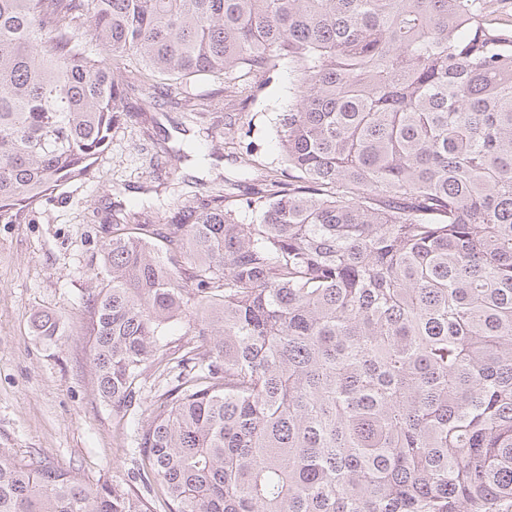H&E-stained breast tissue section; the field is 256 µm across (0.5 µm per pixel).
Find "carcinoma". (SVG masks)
Segmentation results:
<instances>
[{"mask_svg":"<svg viewBox=\"0 0 512 512\" xmlns=\"http://www.w3.org/2000/svg\"><path fill=\"white\" fill-rule=\"evenodd\" d=\"M490 0H0V221L165 87L282 68L283 168L112 204L100 398L158 383L124 489L0 448V512H512V31ZM89 25L96 53L81 30ZM188 318L192 346L160 351ZM60 335L57 318L34 320Z\"/></svg>","mask_w":512,"mask_h":512,"instance_id":"obj_1","label":"carcinoma"}]
</instances>
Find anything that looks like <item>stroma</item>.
I'll return each mask as SVG.
<instances>
[{
	"label": "stroma",
	"mask_w": 512,
	"mask_h": 512,
	"mask_svg": "<svg viewBox=\"0 0 512 512\" xmlns=\"http://www.w3.org/2000/svg\"><path fill=\"white\" fill-rule=\"evenodd\" d=\"M223 83L232 97L224 110L220 160L180 156L188 143L178 128L184 114L162 94L144 98L141 106L170 137L173 177L189 184L223 181L234 199L247 193L254 178L282 167L276 130L291 101L290 83L283 76L250 93L234 78L197 76L184 92L202 98ZM247 149L252 155L245 165L240 156ZM155 164L156 147L140 125L122 123L88 176L34 202L24 220L0 223V447L76 471L92 486L129 482L135 425L150 415L149 400L129 418L97 393L85 302L101 287L100 250L112 230L99 218L111 212L118 196H146L157 208L170 204L169 193L155 191ZM41 312L58 318L56 339L35 336L32 320Z\"/></svg>",
	"instance_id": "1"
}]
</instances>
